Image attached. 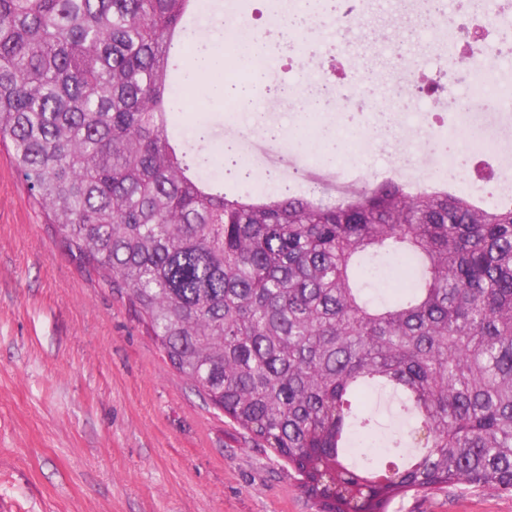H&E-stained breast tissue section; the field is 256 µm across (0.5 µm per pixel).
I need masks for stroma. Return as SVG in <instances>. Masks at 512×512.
<instances>
[{"label": "stroma", "instance_id": "1", "mask_svg": "<svg viewBox=\"0 0 512 512\" xmlns=\"http://www.w3.org/2000/svg\"><path fill=\"white\" fill-rule=\"evenodd\" d=\"M324 0L321 28L290 44L275 0H247L244 24L267 43L272 75L253 82L257 106L272 87L298 80L301 65L335 49L323 26L337 17ZM346 24L351 61L380 105L405 82L413 57L444 62L438 30L457 23L440 10L418 23L412 0H365ZM171 132L209 124L208 172L224 174V138L239 132L232 101L181 89ZM367 123L335 109L310 127L285 125L308 166L361 188L391 175L398 136L379 130L376 149L355 143L336 159L319 146L322 124ZM0 512H319L283 461L231 425L171 364L124 290L81 267L52 231L0 145ZM388 512H512V494L460 488L396 498Z\"/></svg>", "mask_w": 512, "mask_h": 512}]
</instances>
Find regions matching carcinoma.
Instances as JSON below:
<instances>
[{"instance_id": "1", "label": "carcinoma", "mask_w": 512, "mask_h": 512, "mask_svg": "<svg viewBox=\"0 0 512 512\" xmlns=\"http://www.w3.org/2000/svg\"><path fill=\"white\" fill-rule=\"evenodd\" d=\"M198 0H0V142L71 255L127 296L170 364L274 449L320 512L410 492L512 493V208L397 180L229 194L170 137L207 41ZM415 287L376 303L361 263ZM397 396L385 451L365 413Z\"/></svg>"}]
</instances>
